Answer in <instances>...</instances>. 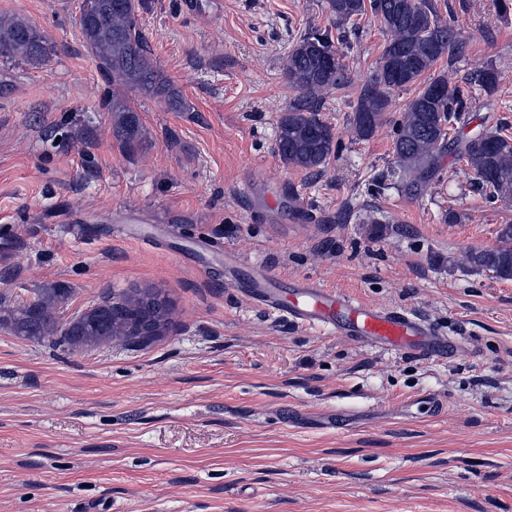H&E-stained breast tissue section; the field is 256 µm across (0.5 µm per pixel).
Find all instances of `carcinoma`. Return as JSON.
Listing matches in <instances>:
<instances>
[{
  "mask_svg": "<svg viewBox=\"0 0 512 512\" xmlns=\"http://www.w3.org/2000/svg\"><path fill=\"white\" fill-rule=\"evenodd\" d=\"M336 25L371 10L391 39L384 47L372 77L357 96L353 113L355 133L372 137L384 124L396 90L416 85L444 55L460 52L463 42L450 21H441L431 0H327ZM136 0H81L79 27L83 42L98 60L99 69L130 89L160 96L176 112L190 111L176 88L165 80L141 35ZM51 47L38 28L22 17L0 19V58L38 63ZM288 86L297 91L279 118L277 155L284 165L317 175L336 155L332 126L320 118L321 93L342 90L350 76L341 62L330 31L316 29L300 35L285 68ZM506 74L488 66L476 79L487 94L493 93ZM471 91L448 83L440 75L424 83L393 127L395 165L386 179L411 196L423 194L439 171L447 146L448 125L468 111ZM103 109L114 115L112 134L122 151L135 153L142 138L140 118L127 102L105 93ZM471 183L489 191V199L512 200V142L496 133L468 140L461 151ZM501 245L467 253L478 271H489L502 280L512 279V224L498 230ZM65 295L62 288H45L29 303H10L0 295V320L19 336L54 338L70 349L112 343L115 340L144 344L131 332L150 311L162 292L137 289L114 298L108 293L86 312L69 320L57 317L56 305Z\"/></svg>",
  "mask_w": 512,
  "mask_h": 512,
  "instance_id": "carcinoma-1",
  "label": "carcinoma"
}]
</instances>
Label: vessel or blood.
Returning <instances> with one entry per match:
<instances>
[{"label":"vessel or blood","mask_w":512,"mask_h":512,"mask_svg":"<svg viewBox=\"0 0 512 512\" xmlns=\"http://www.w3.org/2000/svg\"><path fill=\"white\" fill-rule=\"evenodd\" d=\"M249 296L297 326H321L336 335L384 349L442 357L454 342L437 335L420 317L403 309H384L341 291L307 282L281 290L277 277L260 272Z\"/></svg>","instance_id":"b4317fda"}]
</instances>
